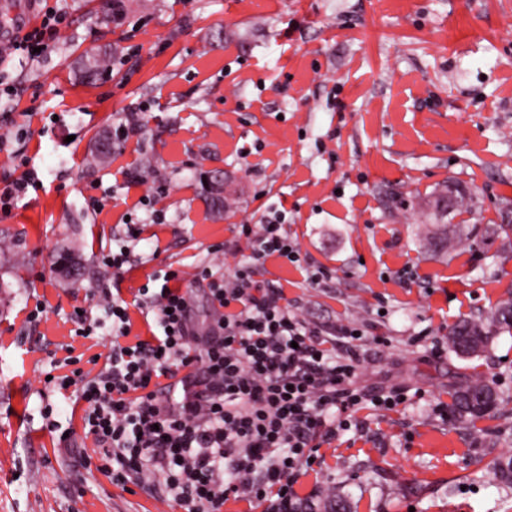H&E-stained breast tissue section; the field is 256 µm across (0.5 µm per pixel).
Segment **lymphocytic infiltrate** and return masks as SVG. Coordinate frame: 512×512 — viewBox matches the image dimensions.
Here are the masks:
<instances>
[{
  "label": "lymphocytic infiltrate",
  "mask_w": 512,
  "mask_h": 512,
  "mask_svg": "<svg viewBox=\"0 0 512 512\" xmlns=\"http://www.w3.org/2000/svg\"><path fill=\"white\" fill-rule=\"evenodd\" d=\"M69 25L66 13L44 7L39 23L0 45V63L49 53ZM285 222L274 209L261 223L241 225L254 261L298 262ZM177 278L165 271L160 288L138 303L154 316L150 338L129 341L127 306L108 304L112 340L95 376L75 369L71 355L52 363L54 391L82 403L84 433L113 483L144 488L161 476L166 497L183 512H222L240 499L288 512L322 444L358 426L365 406L393 411L407 402L402 387L357 386L360 328L339 325L325 339L321 327L288 309L283 286L255 285L250 266L213 282L222 312L202 334L190 326L191 297L174 287ZM175 375L177 396L159 383Z\"/></svg>",
  "instance_id": "lymphocytic-infiltrate-1"
}]
</instances>
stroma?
Wrapping results in <instances>:
<instances>
[{
  "mask_svg": "<svg viewBox=\"0 0 512 512\" xmlns=\"http://www.w3.org/2000/svg\"><path fill=\"white\" fill-rule=\"evenodd\" d=\"M48 3L71 25L47 57L6 63L17 94L0 100V134L43 183L0 212V512H182L111 483L80 417L39 392L66 346L86 372L108 353L93 295L129 302L133 334L146 335L133 300L158 270L178 271L205 330L213 304L198 267L231 275L251 253L240 225L274 208L301 262L257 264L255 281L285 284L307 321L363 330L358 386L409 390L404 409L361 411V431L323 445V472L301 475L299 496L314 502L324 483L352 512H512V489L486 467L512 454V335L475 356L448 348L458 320L512 299V237L496 231L512 215V0H122L117 16L103 0ZM107 49L111 70L85 83L80 56ZM127 121L138 132L121 156L89 166L96 138ZM144 160L165 187L162 224L115 183L119 166ZM451 182L473 206L446 216L458 233L437 256L426 203ZM131 223L146 239L128 237ZM121 244L131 264L118 274L102 256ZM65 250L82 264L71 279ZM319 267L330 276L311 285L304 271ZM36 294L48 312L29 324ZM80 306L87 338L71 334ZM477 378L503 396L494 420L435 413ZM46 402L69 443L47 429Z\"/></svg>",
  "mask_w": 512,
  "mask_h": 512,
  "instance_id": "35a3bbf8",
  "label": "stroma"
}]
</instances>
